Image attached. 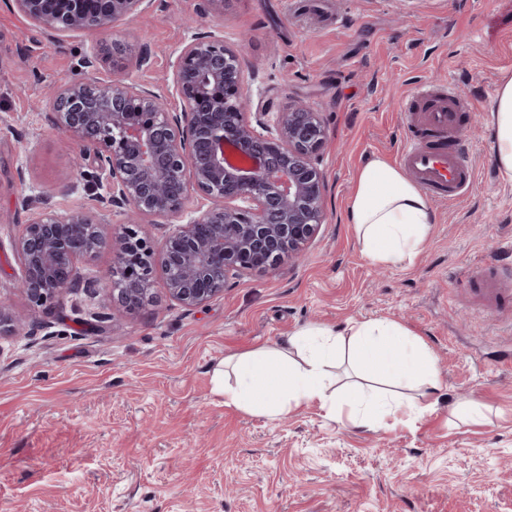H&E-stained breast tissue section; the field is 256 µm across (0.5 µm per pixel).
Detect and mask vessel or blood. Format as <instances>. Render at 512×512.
<instances>
[{"instance_id":"vessel-or-blood-1","label":"vessel or blood","mask_w":512,"mask_h":512,"mask_svg":"<svg viewBox=\"0 0 512 512\" xmlns=\"http://www.w3.org/2000/svg\"><path fill=\"white\" fill-rule=\"evenodd\" d=\"M410 104H422L420 112L409 114L410 124L439 136L458 124V111L452 94L435 95L429 87L419 86L409 96ZM398 159L435 201L454 204L471 190L474 172L464 146L443 144L421 146L415 135L404 138Z\"/></svg>"}]
</instances>
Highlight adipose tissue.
Here are the masks:
<instances>
[{"label":"adipose tissue","mask_w":512,"mask_h":512,"mask_svg":"<svg viewBox=\"0 0 512 512\" xmlns=\"http://www.w3.org/2000/svg\"><path fill=\"white\" fill-rule=\"evenodd\" d=\"M497 165L512 183V76L504 77L488 115ZM348 221L373 264L413 262L429 236L433 214L421 187L385 158L359 170ZM349 365L351 381L337 385L334 371ZM224 403L276 419L319 403L334 419L377 427L404 414L431 410L442 388L436 360L423 342L393 320L351 321L344 329L307 325L275 348L225 357L214 370Z\"/></svg>","instance_id":"obj_1"}]
</instances>
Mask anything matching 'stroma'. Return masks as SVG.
I'll return each mask as SVG.
<instances>
[{"instance_id":"obj_1","label":"stroma","mask_w":512,"mask_h":512,"mask_svg":"<svg viewBox=\"0 0 512 512\" xmlns=\"http://www.w3.org/2000/svg\"><path fill=\"white\" fill-rule=\"evenodd\" d=\"M239 46L255 105L318 112L324 222L298 261L230 279L184 308L155 269L142 308L78 288L32 308L14 241L43 202L96 215L97 166L53 123L51 88L127 77L175 101L191 37ZM121 44L126 58L105 50ZM146 66H138L141 55ZM512 74V0H151L95 33L49 37L0 0V299L24 318L0 336V512H512V312L475 298L512 289V184L485 117ZM451 83L476 172L410 264L373 265L347 222L358 169L396 160L416 84ZM390 319L417 335L443 383L433 412L376 429L318 404L276 420L225 405L224 356L300 327ZM477 401L470 419L456 403Z\"/></svg>"}]
</instances>
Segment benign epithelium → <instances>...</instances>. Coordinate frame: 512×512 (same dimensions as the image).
<instances>
[{
	"instance_id": "1",
	"label": "benign epithelium",
	"mask_w": 512,
	"mask_h": 512,
	"mask_svg": "<svg viewBox=\"0 0 512 512\" xmlns=\"http://www.w3.org/2000/svg\"><path fill=\"white\" fill-rule=\"evenodd\" d=\"M145 2L15 0L51 36L104 30ZM173 83L178 112L118 77L52 91L55 125L78 141L77 165L95 156L107 175L103 211L123 210L126 231L108 238L105 219L44 204L14 243L32 307L82 284L79 261L105 249L113 269L124 271L120 284L108 281L113 306H143L158 265L171 299L198 307L224 292L230 277L298 257L324 223V177L312 161L325 141L317 113L293 105L271 120L253 108L240 49L212 36L182 47ZM193 194L202 200L197 215L159 249L139 236L145 218L177 217Z\"/></svg>"
}]
</instances>
